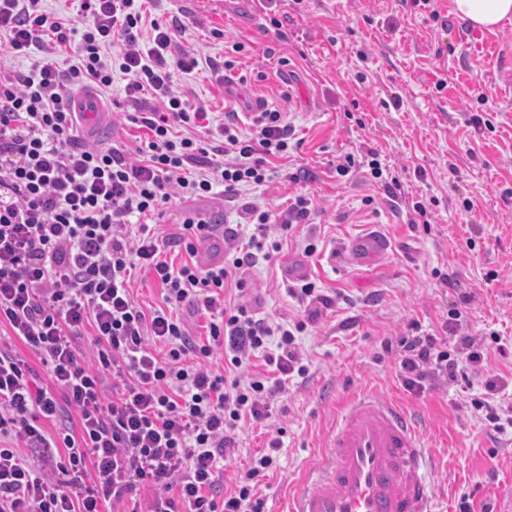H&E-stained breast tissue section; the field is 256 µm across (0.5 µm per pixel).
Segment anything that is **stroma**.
<instances>
[{"mask_svg": "<svg viewBox=\"0 0 512 512\" xmlns=\"http://www.w3.org/2000/svg\"><path fill=\"white\" fill-rule=\"evenodd\" d=\"M148 14L185 26L177 46L202 62L174 84L207 102L215 121L233 109L248 128L256 103L284 112L295 130L299 144L275 160L274 180L238 196L274 212L301 193L313 200L277 260L244 276L259 311L301 320L305 306L286 289L302 281L335 300L299 334L307 372L274 398L269 426L238 431L225 481L274 453L277 467L257 478V495L262 512H284L339 408L373 392L423 417L437 512H512V431L495 432L474 410L482 376L466 368L454 383L414 393L385 349L432 335L454 350L471 337L512 399V17L473 27L452 0H277L270 9L265 0H155ZM226 60L234 68L217 71ZM125 84L118 73L97 93L118 117L99 144L131 148L141 136L120 118L130 109ZM350 154L355 167L337 173ZM394 175L403 186L396 198L386 188ZM419 202L429 225L414 221ZM189 212L237 219L223 196L176 198L156 217L158 234L177 233ZM372 232L389 240L388 257L350 261V243ZM310 241L317 250L307 255Z\"/></svg>", "mask_w": 512, "mask_h": 512, "instance_id": "obj_1", "label": "stroma"}]
</instances>
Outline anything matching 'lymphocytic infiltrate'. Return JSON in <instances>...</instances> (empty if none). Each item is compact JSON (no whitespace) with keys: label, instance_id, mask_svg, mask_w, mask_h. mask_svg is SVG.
<instances>
[{"label":"lymphocytic infiltrate","instance_id":"f902f5d3","mask_svg":"<svg viewBox=\"0 0 512 512\" xmlns=\"http://www.w3.org/2000/svg\"><path fill=\"white\" fill-rule=\"evenodd\" d=\"M78 2L71 17L39 11V0H0V48L31 59L25 71L0 60V327L46 372L37 380L0 347V512H261L253 481L274 469L273 456L255 458L225 493L219 465L237 430L267 422L272 398L305 374L296 335L307 323L256 316L243 276L280 253L271 229L304 223L310 200L297 196L278 215L243 204L255 227L245 242L194 215L164 238L141 219L176 195L208 198L220 186L233 203L241 188L271 182L293 130L267 110L246 136L229 111L199 139L207 106L173 88L176 73L199 64L193 52H172L183 26L148 19L140 0ZM79 18L88 25L75 46ZM69 50L74 62L60 69ZM118 73L133 107L125 119L143 137L132 151L80 143L66 88L108 87ZM216 236L227 254L201 267L198 245ZM168 247L185 253L181 265L162 260ZM138 267L160 286L162 307L133 301ZM184 307L208 313L206 338L188 330ZM85 335L88 355L78 346ZM460 346L401 339L405 387L481 368L483 353L465 339Z\"/></svg>","mask_w":512,"mask_h":512}]
</instances>
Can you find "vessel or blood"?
<instances>
[{
    "label": "vessel or blood",
    "mask_w": 512,
    "mask_h": 512,
    "mask_svg": "<svg viewBox=\"0 0 512 512\" xmlns=\"http://www.w3.org/2000/svg\"><path fill=\"white\" fill-rule=\"evenodd\" d=\"M71 104L89 134L109 120L92 93L74 91ZM388 249L387 238L367 235L353 242L351 255L361 262L385 256ZM431 470L413 415L380 396L363 395L341 411L287 512H435Z\"/></svg>",
    "instance_id": "1"
}]
</instances>
